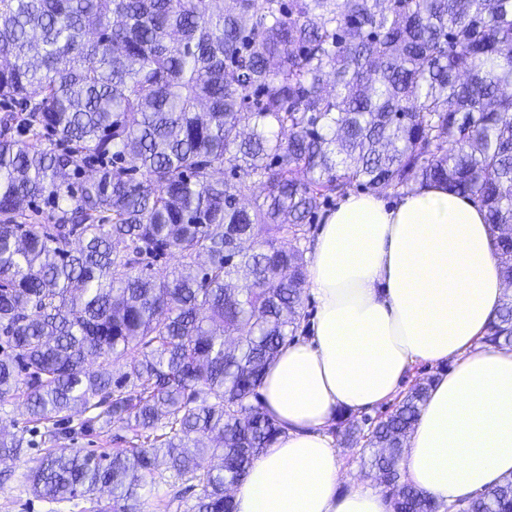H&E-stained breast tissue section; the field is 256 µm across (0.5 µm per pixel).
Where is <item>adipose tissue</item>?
<instances>
[{
  "instance_id": "1",
  "label": "adipose tissue",
  "mask_w": 512,
  "mask_h": 512,
  "mask_svg": "<svg viewBox=\"0 0 512 512\" xmlns=\"http://www.w3.org/2000/svg\"><path fill=\"white\" fill-rule=\"evenodd\" d=\"M317 308L260 388L282 429L235 489L236 512H391L372 482L340 491L329 429L390 400L416 364L450 363L409 433L404 478L443 506L512 476V348L484 338L505 296L485 213L430 185L343 197L307 256Z\"/></svg>"
}]
</instances>
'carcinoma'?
<instances>
[{"mask_svg": "<svg viewBox=\"0 0 512 512\" xmlns=\"http://www.w3.org/2000/svg\"><path fill=\"white\" fill-rule=\"evenodd\" d=\"M0 104V404L47 424L37 497L235 512L281 433L258 389L303 318L307 225L355 185L476 199L512 282V0H0ZM485 342L512 346L511 296ZM430 385L365 435L392 512L441 509L400 474ZM75 415L133 438L61 448ZM458 509L512 512V479Z\"/></svg>", "mask_w": 512, "mask_h": 512, "instance_id": "carcinoma-1", "label": "carcinoma"}]
</instances>
